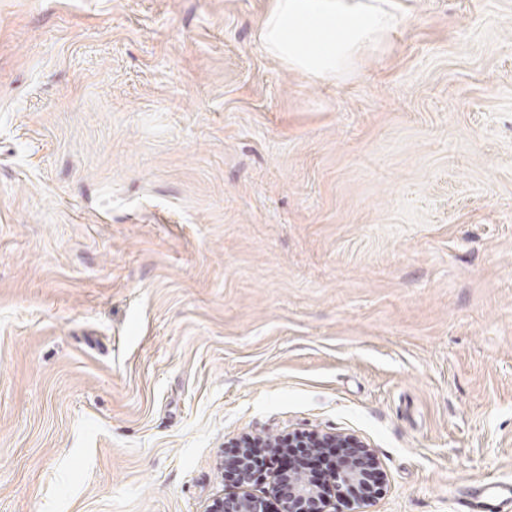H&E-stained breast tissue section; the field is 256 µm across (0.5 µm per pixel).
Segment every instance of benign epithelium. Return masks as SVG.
<instances>
[{
	"label": "benign epithelium",
	"mask_w": 512,
	"mask_h": 512,
	"mask_svg": "<svg viewBox=\"0 0 512 512\" xmlns=\"http://www.w3.org/2000/svg\"><path fill=\"white\" fill-rule=\"evenodd\" d=\"M288 447L297 452H285L280 438L249 437L240 442L228 473L236 484L242 487L250 484L255 476L248 464L250 449L271 450L281 459L275 481L280 512H325L326 495L317 486L311 471L313 465L336 458L338 463L332 469L336 489L351 492L363 505L372 497L379 473L370 451L356 439L312 434L288 438ZM208 512H268V504L250 495L219 496L213 499Z\"/></svg>",
	"instance_id": "obj_1"
}]
</instances>
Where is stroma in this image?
I'll list each match as a JSON object with an SVG mask.
<instances>
[{
	"mask_svg": "<svg viewBox=\"0 0 512 512\" xmlns=\"http://www.w3.org/2000/svg\"><path fill=\"white\" fill-rule=\"evenodd\" d=\"M401 3L320 80L270 0H0V512L274 510L257 435L512 484V0ZM208 512H268L265 500L250 495L216 497Z\"/></svg>",
	"mask_w": 512,
	"mask_h": 512,
	"instance_id": "stroma-1",
	"label": "stroma"
}]
</instances>
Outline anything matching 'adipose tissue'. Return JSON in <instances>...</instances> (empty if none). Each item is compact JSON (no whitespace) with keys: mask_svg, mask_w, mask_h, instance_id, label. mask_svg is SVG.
Here are the masks:
<instances>
[{"mask_svg":"<svg viewBox=\"0 0 512 512\" xmlns=\"http://www.w3.org/2000/svg\"><path fill=\"white\" fill-rule=\"evenodd\" d=\"M397 12V0H273L260 38L289 68L333 79L384 40Z\"/></svg>","mask_w":512,"mask_h":512,"instance_id":"1","label":"adipose tissue"}]
</instances>
